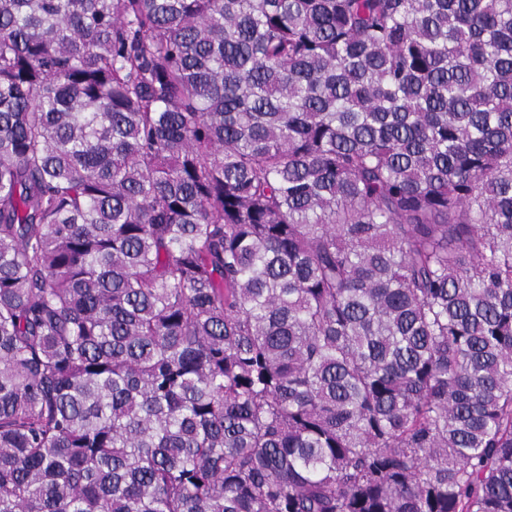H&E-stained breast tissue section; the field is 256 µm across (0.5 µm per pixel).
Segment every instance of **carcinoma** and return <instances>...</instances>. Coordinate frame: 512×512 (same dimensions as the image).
<instances>
[{"label": "carcinoma", "instance_id": "cac0c4a2", "mask_svg": "<svg viewBox=\"0 0 512 512\" xmlns=\"http://www.w3.org/2000/svg\"><path fill=\"white\" fill-rule=\"evenodd\" d=\"M0 512H512V0H0Z\"/></svg>", "mask_w": 512, "mask_h": 512}]
</instances>
